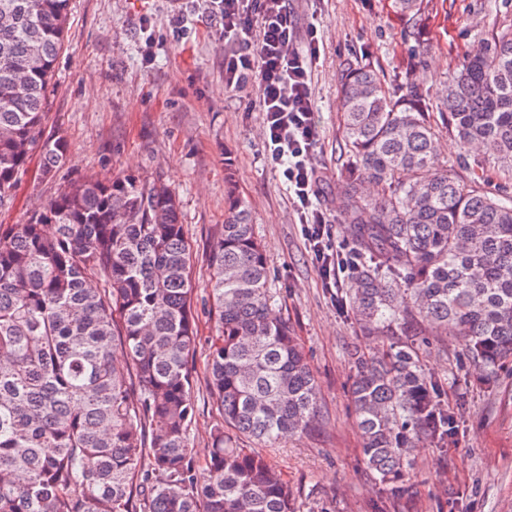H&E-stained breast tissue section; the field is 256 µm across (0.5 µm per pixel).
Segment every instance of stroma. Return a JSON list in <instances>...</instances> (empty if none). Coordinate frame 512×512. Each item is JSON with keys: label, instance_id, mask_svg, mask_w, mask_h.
<instances>
[{"label": "stroma", "instance_id": "35a3bbf8", "mask_svg": "<svg viewBox=\"0 0 512 512\" xmlns=\"http://www.w3.org/2000/svg\"><path fill=\"white\" fill-rule=\"evenodd\" d=\"M69 0L65 47L54 69L48 131L69 144L61 180H44L32 158L0 224H20L56 194L62 180L86 173L112 178L133 172L161 179L181 201L191 246L199 344L193 364L197 407L190 431L196 464H204L220 413L207 370L211 246L224 222V175L233 171L264 246L273 295L271 312L288 320L318 382L321 423L275 449L271 458L297 512H512V369L493 386L474 382L461 338L438 337L422 347L429 374L440 380L458 425L454 441L415 448L406 492L393 499L365 469L362 435L350 398L351 345L375 350L380 337L360 335L339 305L350 280L324 288L288 187L266 148L260 91L224 86V41L206 0H191L174 26L171 0ZM422 38L428 44L407 71L409 23L394 0H288L299 30L315 26L320 56L313 70L319 141L310 162L318 173L317 201L326 212L328 243L347 252L333 196L346 161L339 109L343 65H369L393 96L407 75L437 95L450 73L476 46L477 35L512 19V0H424Z\"/></svg>", "mask_w": 512, "mask_h": 512}]
</instances>
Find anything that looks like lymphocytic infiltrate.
Returning a JSON list of instances; mask_svg holds the SVG:
<instances>
[{
  "mask_svg": "<svg viewBox=\"0 0 512 512\" xmlns=\"http://www.w3.org/2000/svg\"><path fill=\"white\" fill-rule=\"evenodd\" d=\"M210 17L234 47L224 55V85L234 92L258 85L259 110L272 160L283 168L298 219L324 287L336 285L343 264L325 241L328 220L314 197L310 164L319 140L311 76L320 48L316 29L299 37L287 0H210Z\"/></svg>",
  "mask_w": 512,
  "mask_h": 512,
  "instance_id": "1",
  "label": "lymphocytic infiltrate"
}]
</instances>
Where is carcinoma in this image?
<instances>
[{
  "instance_id": "carcinoma-1",
  "label": "carcinoma",
  "mask_w": 512,
  "mask_h": 512,
  "mask_svg": "<svg viewBox=\"0 0 512 512\" xmlns=\"http://www.w3.org/2000/svg\"><path fill=\"white\" fill-rule=\"evenodd\" d=\"M69 0H0V209L40 156ZM423 0H396L419 31ZM438 104L417 83L390 97L368 66L340 81L347 160L334 195L353 248L341 302L386 346L355 348L351 401L365 468L403 492L417 442L448 447L456 420L420 345L456 333L486 385L512 364V197L485 192L467 156L438 166L425 112L446 115L464 151L512 175V21ZM213 269L210 386L222 421L196 469L197 333L190 250L176 194L135 173L86 176L23 224H0V512H295L273 447L320 421L317 381L290 323L273 320L267 259L248 203L226 176Z\"/></svg>"
}]
</instances>
